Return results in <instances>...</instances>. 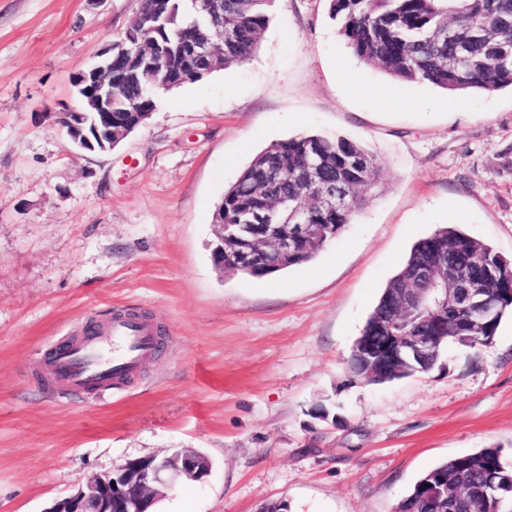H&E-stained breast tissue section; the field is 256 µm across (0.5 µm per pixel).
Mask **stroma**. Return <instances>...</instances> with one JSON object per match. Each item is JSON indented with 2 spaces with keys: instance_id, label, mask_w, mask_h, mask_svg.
Returning <instances> with one entry per match:
<instances>
[{
  "instance_id": "stroma-1",
  "label": "stroma",
  "mask_w": 512,
  "mask_h": 512,
  "mask_svg": "<svg viewBox=\"0 0 512 512\" xmlns=\"http://www.w3.org/2000/svg\"><path fill=\"white\" fill-rule=\"evenodd\" d=\"M330 0H274L251 60L159 91L109 151L57 121L73 75L138 0H0V512H45L125 460L196 448L210 475L161 512H394L436 464L500 447L512 467V316L435 368L349 383L347 360L414 241L458 224L512 258V90L450 95L362 63ZM343 135L382 165L310 264L221 274L213 212L253 156ZM132 311L162 338L120 388L38 378L86 322Z\"/></svg>"
}]
</instances>
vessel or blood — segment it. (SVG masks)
<instances>
[{"mask_svg":"<svg viewBox=\"0 0 512 512\" xmlns=\"http://www.w3.org/2000/svg\"><path fill=\"white\" fill-rule=\"evenodd\" d=\"M155 348L151 323L116 314L88 326L80 339L58 350L47 373L74 391L104 390L136 374Z\"/></svg>","mask_w":512,"mask_h":512,"instance_id":"vessel-or-blood-1","label":"vessel or blood"}]
</instances>
